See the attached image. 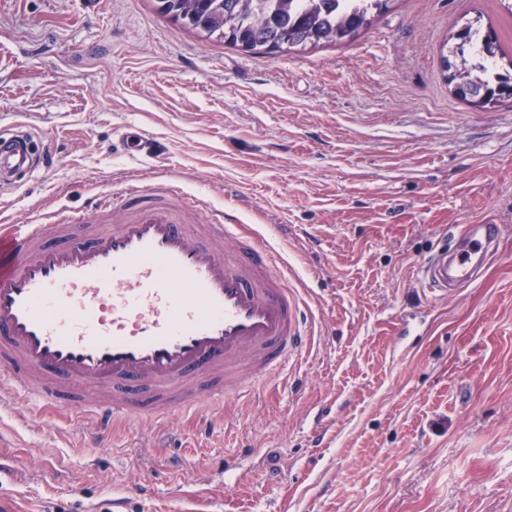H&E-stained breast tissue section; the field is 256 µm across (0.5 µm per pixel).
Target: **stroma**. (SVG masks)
Masks as SVG:
<instances>
[{"mask_svg": "<svg viewBox=\"0 0 512 512\" xmlns=\"http://www.w3.org/2000/svg\"><path fill=\"white\" fill-rule=\"evenodd\" d=\"M469 23L512 64L504 0H391L353 41L271 54L156 0H0V128L52 152L0 190V224L174 179L272 243L315 320L250 397L200 406L201 442L179 413L89 448L56 413L0 410V512H110L127 485L148 490L127 512H512V100L455 95L440 51ZM468 224L501 225L497 253L431 296L420 268Z\"/></svg>", "mask_w": 512, "mask_h": 512, "instance_id": "stroma-1", "label": "stroma"}]
</instances>
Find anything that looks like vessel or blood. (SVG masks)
I'll list each match as a JSON object with an SVG mask.
<instances>
[{
	"label": "vessel or blood",
	"instance_id": "1",
	"mask_svg": "<svg viewBox=\"0 0 512 512\" xmlns=\"http://www.w3.org/2000/svg\"><path fill=\"white\" fill-rule=\"evenodd\" d=\"M22 133H0V179L34 171ZM122 209L119 224L89 212ZM89 212L0 225V378L16 408L89 423L92 446L131 418L196 411L245 395L244 368L265 377L304 344V283L289 286L272 245L235 214L174 180L96 198ZM501 236L473 224L456 258L421 271L447 295L476 280Z\"/></svg>",
	"mask_w": 512,
	"mask_h": 512
}]
</instances>
